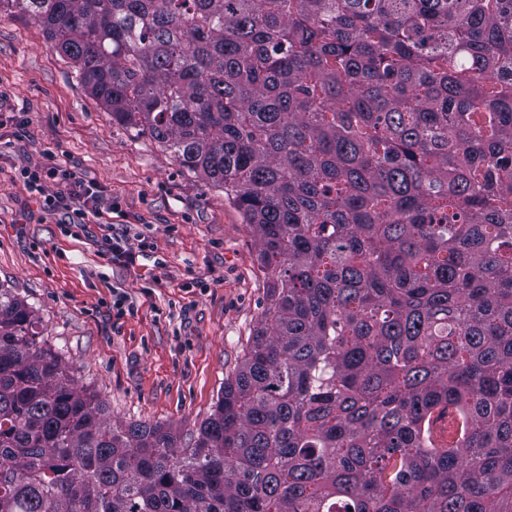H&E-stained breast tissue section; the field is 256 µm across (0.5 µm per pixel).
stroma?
Instances as JSON below:
<instances>
[{
    "label": "stroma",
    "mask_w": 512,
    "mask_h": 512,
    "mask_svg": "<svg viewBox=\"0 0 512 512\" xmlns=\"http://www.w3.org/2000/svg\"><path fill=\"white\" fill-rule=\"evenodd\" d=\"M52 162L103 189L113 233L144 239L135 264L101 254L97 226L44 213L22 173ZM0 286L35 309L111 423L184 434L212 413L266 294L257 240L223 187L114 121L16 9L0 11Z\"/></svg>",
    "instance_id": "obj_1"
}]
</instances>
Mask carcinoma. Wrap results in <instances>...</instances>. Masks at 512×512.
I'll return each instance as SVG.
<instances>
[{
  "label": "carcinoma",
  "mask_w": 512,
  "mask_h": 512,
  "mask_svg": "<svg viewBox=\"0 0 512 512\" xmlns=\"http://www.w3.org/2000/svg\"><path fill=\"white\" fill-rule=\"evenodd\" d=\"M3 7L224 187L267 291L185 441L109 423L0 288V512H512V0Z\"/></svg>",
  "instance_id": "cac0c4a2"
}]
</instances>
